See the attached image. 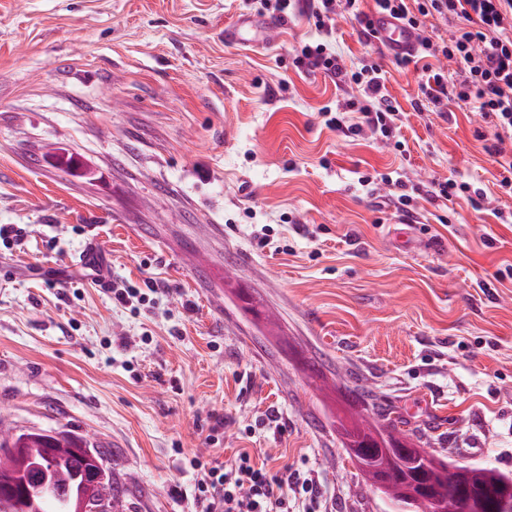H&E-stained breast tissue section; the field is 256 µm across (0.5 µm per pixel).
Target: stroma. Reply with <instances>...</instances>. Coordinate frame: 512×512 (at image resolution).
Here are the masks:
<instances>
[{
  "label": "stroma",
  "instance_id": "35a3bbf8",
  "mask_svg": "<svg viewBox=\"0 0 512 512\" xmlns=\"http://www.w3.org/2000/svg\"><path fill=\"white\" fill-rule=\"evenodd\" d=\"M243 0H0V418L65 430L133 476L127 512H194L198 456L313 479L324 512H391L336 418L372 391L449 464L512 475V196L472 107L413 103L420 73L336 21L347 63L377 62L405 152L343 138L345 94L224 28ZM452 178L495 210L419 200L403 223L360 174ZM140 309L79 267L89 242ZM223 417L218 442L208 439ZM180 486L182 497L168 489Z\"/></svg>",
  "mask_w": 512,
  "mask_h": 512
}]
</instances>
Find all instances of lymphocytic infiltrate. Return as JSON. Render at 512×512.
Wrapping results in <instances>:
<instances>
[{"mask_svg": "<svg viewBox=\"0 0 512 512\" xmlns=\"http://www.w3.org/2000/svg\"><path fill=\"white\" fill-rule=\"evenodd\" d=\"M365 11L364 0H314L308 17L317 32L314 41L303 44L292 64L304 73H320L349 94L336 107L324 108L326 126L339 135L360 137L387 148L400 149L402 114L385 86L379 64L346 65L332 41L337 16L355 21L365 37L373 35V17L386 14L408 25L415 33L418 50L410 61L420 64L423 79L415 109L431 105L442 111L448 103L473 106L492 132L484 149L497 165L496 181L512 194V0H373ZM450 24L447 37L433 38L427 18ZM445 58L455 65L445 71L433 64ZM363 183L380 182L389 192L384 202L405 221L417 219L413 195L423 191L433 201H449L458 194H471V204L481 208L486 194L471 190L464 182L435 179L416 187L391 174H363ZM194 502L197 512H291L288 493L301 489L310 498L319 490L312 479L299 472L271 471L256 465L249 452H241L234 464L223 466L195 457Z\"/></svg>", "mask_w": 512, "mask_h": 512, "instance_id": "obj_1", "label": "lymphocytic infiltrate"}]
</instances>
